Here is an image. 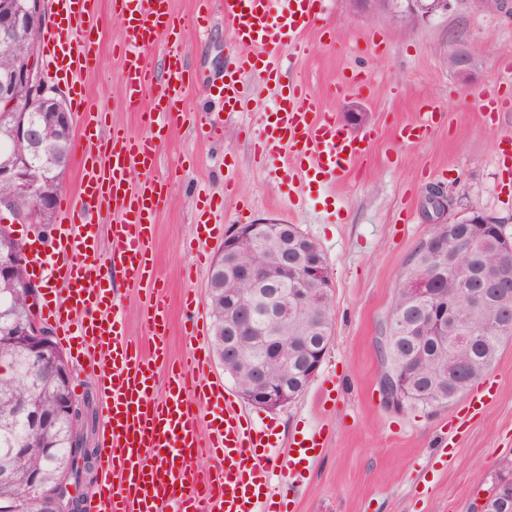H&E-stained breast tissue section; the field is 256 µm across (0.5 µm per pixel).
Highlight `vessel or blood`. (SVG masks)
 Listing matches in <instances>:
<instances>
[{
    "instance_id": "vessel-or-blood-1",
    "label": "vessel or blood",
    "mask_w": 512,
    "mask_h": 512,
    "mask_svg": "<svg viewBox=\"0 0 512 512\" xmlns=\"http://www.w3.org/2000/svg\"><path fill=\"white\" fill-rule=\"evenodd\" d=\"M61 25L42 33L44 67L69 90L72 111L81 115V179L75 195L63 197L61 220L51 231L54 261L41 252L28 257L32 278L56 282L46 299L45 319L56 337L88 358L105 399L106 416L97 458L101 482L94 512H289L290 502L271 482L267 448L271 427L255 428L236 407L221 380L211 378L202 348L189 350L179 363L168 358L165 334L167 305L154 296L147 316L150 346L130 339L125 331L115 292L107 288L113 271L132 285L156 280L152 226L163 203L160 182L152 170L157 142L168 125L182 114L189 86L180 49H172L164 82H157L149 52L168 34L176 19L167 0H114L124 18L119 42L120 80L125 104L141 109L144 132L131 136L113 127L108 139L99 132L107 115L77 92V78L92 67L91 25L97 0H55ZM217 3L228 35L240 45L226 58L224 74L207 86V94L231 109L241 102L243 77L254 76L274 92L263 125L252 139L258 156L287 150L288 177L307 182L346 181L365 148L349 136L331 113L322 111L316 97L300 83L282 80L284 50L298 46L314 28L324 0H199L198 28L209 29L205 10ZM372 78L365 70L341 75L338 94H362ZM482 116L512 108L497 92L475 97ZM437 110L427 107L398 136L408 146L425 142L436 126ZM142 170L137 187L129 175ZM113 213L112 255L98 259L92 220ZM187 335L201 332L195 295L183 299ZM167 364L165 390L157 388V366ZM323 443L320 434L299 443L288 454V471L303 470ZM204 455L214 473L200 477L186 459Z\"/></svg>"
}]
</instances>
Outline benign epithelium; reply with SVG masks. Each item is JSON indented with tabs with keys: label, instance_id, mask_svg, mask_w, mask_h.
Wrapping results in <instances>:
<instances>
[{
	"label": "benign epithelium",
	"instance_id": "obj_1",
	"mask_svg": "<svg viewBox=\"0 0 512 512\" xmlns=\"http://www.w3.org/2000/svg\"><path fill=\"white\" fill-rule=\"evenodd\" d=\"M355 6L369 16L386 15L396 22H423L448 12L449 0H408L405 11L397 10L394 0H353ZM44 0H17L12 7L0 8V46L8 48L21 36L30 43V53L18 57L7 69L0 70V99L13 105V113L0 115V127L8 133L11 140L25 145L14 159L0 163V186L6 185L9 191H0V214L16 213V198L32 191L43 178V166L40 165L41 150L39 126L41 119L50 112L56 122L69 125L71 115L59 97L44 79L38 61V36L42 24ZM498 222L486 214H477L474 208L448 220L446 224L436 225V230L424 241L431 248L435 261L448 258L458 271L457 278L468 288L471 302L472 319L463 323L457 303L449 297L434 298L427 288V281L411 275L401 277L399 288L404 308L416 313L413 319L415 343L421 344L430 339L441 346H448L451 335L465 328L474 334L495 332L507 335L512 325L503 320V310L509 302V291L498 289L499 280L504 278V267L477 266L470 253V244L480 240L488 227H497ZM267 222L242 225L233 230L225 239L218 261L211 270L210 278L224 276V259L230 258L246 274L229 277L222 281L220 292L209 295L214 303L226 304L229 322L242 332L231 340H222L224 361L222 365H235L233 378L244 374L248 383L238 389L241 397L250 405L276 410L292 403L302 388L308 386L316 377L328 349V340H323L319 351L304 361L301 383L288 386V355L299 353L295 345L296 337L281 336L277 354L274 358L261 361L248 359L247 353L254 348V340L249 333L252 329L253 301L244 299V289L254 285L257 276L274 277L280 281L293 279L295 288L290 296L291 322L298 330L307 321L310 310L318 302L320 295L333 293V282L317 244L305 233L291 236L289 246L275 249L261 241L273 237L265 232ZM447 233L448 245H443L441 233ZM7 244L11 254L0 257V281L11 279L14 262H25V245L10 235ZM253 255L256 262L244 266L242 256ZM494 288L496 292L489 296L485 289ZM30 313L21 321L13 338L27 352L34 355L42 365L61 369L59 377L72 378L71 368L67 366L65 355L49 342L50 333L40 321L36 309V295L29 298ZM278 362L285 370L277 376L269 372V364ZM407 381L403 376L381 374L380 388L385 403L392 409H403L399 393L406 390ZM17 415L26 417L34 428H42L55 418L40 409L37 403L26 393L17 397ZM497 507L502 512L512 509V480L506 478L495 481L482 497L470 504L468 512H492Z\"/></svg>",
	"mask_w": 512,
	"mask_h": 512
}]
</instances>
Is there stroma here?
I'll return each mask as SVG.
<instances>
[{"instance_id": "1", "label": "stroma", "mask_w": 512, "mask_h": 512, "mask_svg": "<svg viewBox=\"0 0 512 512\" xmlns=\"http://www.w3.org/2000/svg\"><path fill=\"white\" fill-rule=\"evenodd\" d=\"M172 10L192 83L183 118L163 132L154 170L167 193L153 253L170 316L165 341L171 361L192 345H211L210 334L194 341L185 335L182 309L189 288L200 304L208 302L210 267L196 265L188 247L204 196L221 202L216 220L228 232L261 220L298 225L319 246L333 281V338L316 378L294 402L274 411L246 408L253 425L275 424L270 457L276 464L287 459L293 442L324 433L303 481L283 480L281 491L295 512H466L512 459V341L503 344L486 376L495 397L468 414L466 394L431 413L386 408L376 339L415 249L435 230L426 205L430 189L443 190L446 217L475 206L512 238V157L497 141L499 133L512 134V111L493 129L472 103L473 95L493 87L512 97L504 69L512 62V18L474 12L465 0H454L447 13L429 21L398 24L364 15L350 0H326L303 47L284 52L285 67L307 83L321 109L363 140L366 151L349 180L309 184L289 181L282 156L263 167L252 159L244 131L261 124L271 91L250 88L247 110L236 115L205 98V85L222 75L225 56L237 50L223 18L200 34L197 0H172ZM93 23L96 66L84 77V95L108 112L110 123L140 134L138 112L122 100L121 63L113 49L122 27L112 0H100ZM475 43L480 51L467 75H458L448 65L449 49ZM358 66L372 76L370 96H332L339 75ZM429 101L448 122L421 145H404L396 129ZM355 109L365 118L351 126L346 114ZM205 112L223 125V138L196 128V116ZM112 286L129 336L145 338L146 290L128 286L117 273ZM444 441L454 455L438 454Z\"/></svg>"}]
</instances>
